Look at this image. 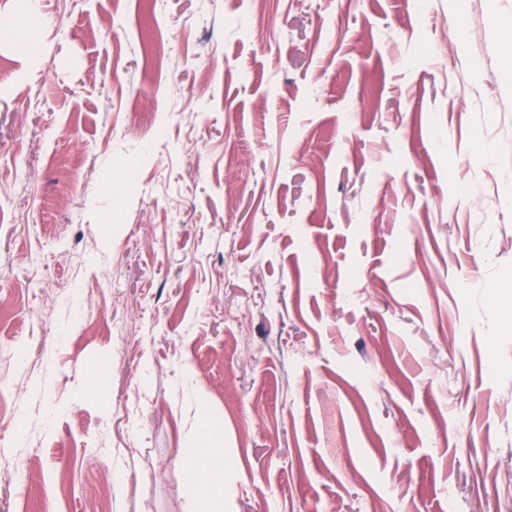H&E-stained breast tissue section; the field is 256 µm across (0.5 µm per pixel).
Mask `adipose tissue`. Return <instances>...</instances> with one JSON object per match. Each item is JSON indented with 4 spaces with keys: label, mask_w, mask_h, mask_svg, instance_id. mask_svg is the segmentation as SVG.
Returning a JSON list of instances; mask_svg holds the SVG:
<instances>
[{
    "label": "adipose tissue",
    "mask_w": 512,
    "mask_h": 512,
    "mask_svg": "<svg viewBox=\"0 0 512 512\" xmlns=\"http://www.w3.org/2000/svg\"><path fill=\"white\" fill-rule=\"evenodd\" d=\"M184 488L194 512H223L224 461L215 448H199L183 465Z\"/></svg>",
    "instance_id": "ef3b65f1"
}]
</instances>
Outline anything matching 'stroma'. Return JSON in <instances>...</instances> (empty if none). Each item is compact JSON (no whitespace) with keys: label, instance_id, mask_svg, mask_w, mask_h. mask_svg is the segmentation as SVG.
<instances>
[{"label":"stroma","instance_id":"stroma-1","mask_svg":"<svg viewBox=\"0 0 512 512\" xmlns=\"http://www.w3.org/2000/svg\"><path fill=\"white\" fill-rule=\"evenodd\" d=\"M502 19L39 0L0 41V512H192L206 418L224 512H512Z\"/></svg>","mask_w":512,"mask_h":512}]
</instances>
